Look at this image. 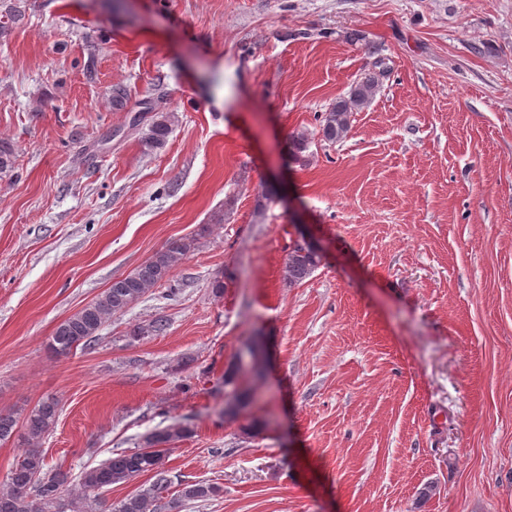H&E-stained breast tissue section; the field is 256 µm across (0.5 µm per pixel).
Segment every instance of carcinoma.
Here are the masks:
<instances>
[{
    "label": "carcinoma",
    "instance_id": "1",
    "mask_svg": "<svg viewBox=\"0 0 512 512\" xmlns=\"http://www.w3.org/2000/svg\"><path fill=\"white\" fill-rule=\"evenodd\" d=\"M386 76L387 68L383 62L375 63L374 69L358 79L348 96L336 99L321 113L317 130L320 140L336 144L345 139L353 114L372 101ZM170 133V115L163 113L153 123L147 144L159 148L166 143ZM14 157V145L0 139V177L14 171ZM195 249L196 238H180L127 275L116 278L94 301L56 326L48 349L56 356H67L78 349L90 348L112 316L124 312L165 281ZM320 261V257L293 246L284 263V281L290 286L304 282ZM165 330L166 323L156 320L133 328L130 336L139 339L160 335ZM250 401L249 391L234 389L224 402V416L237 418ZM58 406L56 398L47 397L22 417L16 412H0V443L17 441L23 448L0 486V512H101V494L107 488L148 474L152 482L111 503L108 512H155L156 502L164 498L172 484L163 467L164 458L176 448V444L190 435L189 428L170 426L159 429L147 438L146 447L130 453L113 454L103 463L84 470L74 484L69 472L47 466L41 448L42 440L56 424ZM221 492L222 489L213 484L187 485L182 488L179 498L171 502V509H178L182 501L207 500Z\"/></svg>",
    "mask_w": 512,
    "mask_h": 512
}]
</instances>
